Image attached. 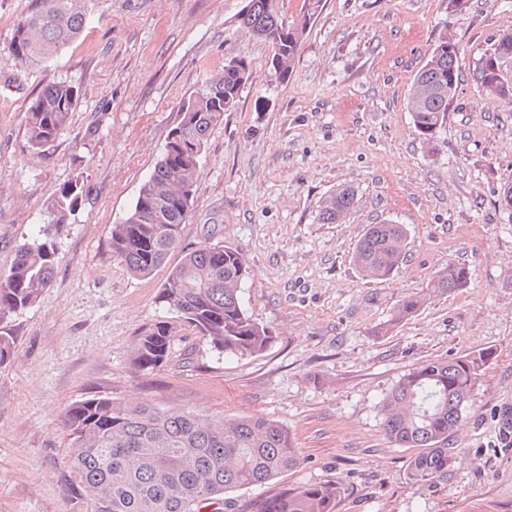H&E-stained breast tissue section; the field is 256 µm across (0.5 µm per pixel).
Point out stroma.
<instances>
[{"instance_id":"obj_1","label":"stroma","mask_w":512,"mask_h":512,"mask_svg":"<svg viewBox=\"0 0 512 512\" xmlns=\"http://www.w3.org/2000/svg\"><path fill=\"white\" fill-rule=\"evenodd\" d=\"M88 32L48 67L22 69L6 46L32 0H0V273L43 231L55 190L83 172L86 204L61 226L53 280L11 319L0 366V512H90L73 484L65 413L90 395L212 420L251 416L292 434L300 466L234 492L229 512L309 484L339 487L334 512H512V102L488 96L474 70L512 33V0H321L287 80L272 46L238 23L244 0H82ZM463 65L446 128L419 136L411 84L441 36ZM253 73L211 132L182 243L238 250L252 275L244 304L274 340L260 355L219 358L178 323L172 354L135 369L139 336L171 315L157 295L168 270L136 277L113 257L112 227L152 172L179 103L234 56ZM81 90L47 154L24 112L50 81ZM355 193L340 224L318 221L339 188ZM406 225V258L368 282L350 261L367 225ZM467 287L428 293L448 262ZM425 295L389 327L402 298ZM491 350L449 437L448 473L418 482L416 449L383 432L381 404L399 378L432 361Z\"/></svg>"}]
</instances>
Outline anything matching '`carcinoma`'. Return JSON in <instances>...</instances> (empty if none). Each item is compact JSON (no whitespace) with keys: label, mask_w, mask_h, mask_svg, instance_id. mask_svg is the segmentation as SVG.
<instances>
[{"label":"carcinoma","mask_w":512,"mask_h":512,"mask_svg":"<svg viewBox=\"0 0 512 512\" xmlns=\"http://www.w3.org/2000/svg\"><path fill=\"white\" fill-rule=\"evenodd\" d=\"M82 0H34L14 26L8 53L26 68L41 67L79 39L88 26ZM321 0H303L300 14L288 20L282 0H249L240 25L274 48L282 59L275 69L288 79L302 37ZM446 37L416 73L409 108L423 140L433 143L447 122L462 67L460 54L448 52ZM499 38L479 60L476 78L493 98L512 100V79L495 70ZM252 76L244 56L224 64L222 75L190 95L178 108L159 160L141 185L135 203L112 228V255L135 276H148L180 250L158 300L168 312L193 326L218 353L237 358L261 354L273 342L272 331L244 307L243 284L251 270L230 246L204 241L179 248L199 161L211 130L224 121ZM80 97L68 81L45 85L25 113V133L32 148L48 152L69 123ZM88 197L83 173L56 191L44 223H68ZM354 191L341 188L320 207L321 224L341 223L353 208ZM403 224H370L358 240L352 264L371 280H385L405 257ZM56 247L49 233L16 247L14 261L0 274V365L11 360L15 338L5 325L13 314L33 306L52 281ZM469 271L448 263L430 289L450 293L465 287ZM423 297L413 295L396 307L390 324L413 317ZM171 324L161 321L141 336L134 366L152 371L171 355ZM491 353L433 361L402 375L381 405L382 426L390 441L421 448L411 476L427 481L448 472L454 452L448 437L471 400L472 388ZM70 429L69 465L75 482L92 502V512H204L213 505L231 507L227 495L265 483L299 467L301 458L288 429L273 420L243 416L211 421L193 410H165L107 396L90 395L66 411ZM338 487L306 485L262 500L257 512H333Z\"/></svg>","instance_id":"carcinoma-1"}]
</instances>
